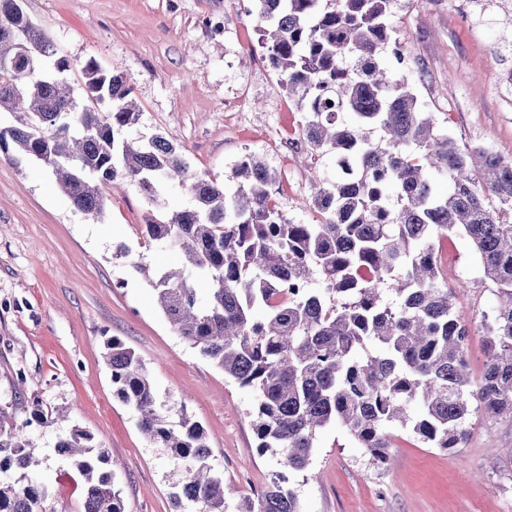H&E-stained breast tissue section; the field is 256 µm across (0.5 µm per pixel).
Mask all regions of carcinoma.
Segmentation results:
<instances>
[{
	"label": "carcinoma",
	"mask_w": 512,
	"mask_h": 512,
	"mask_svg": "<svg viewBox=\"0 0 512 512\" xmlns=\"http://www.w3.org/2000/svg\"><path fill=\"white\" fill-rule=\"evenodd\" d=\"M251 2L269 65L304 112L301 139L333 162L313 184L318 223L284 218L274 199L280 174L254 153L220 182L194 172L166 133H134L139 112L124 74L90 59L75 92L73 63L57 56L23 0H0V113L14 116L0 126V156L50 169L96 221L116 180L154 206L141 235L170 246L179 263L139 272L179 334L254 393L257 448L283 467L238 512H304L288 474L307 469L327 426L385 463L391 426L448 451L477 416L512 422V159L460 146L406 75L383 64L390 48L404 61L389 24L396 0ZM174 188L188 206L167 207ZM450 234L468 240L498 287L476 382L470 328L440 267ZM105 358L114 395L176 464L175 506L225 512L204 427L185 414L170 420L144 363L119 339L106 343ZM92 440L75 427L56 445L84 479L81 512H125L110 455ZM35 465L23 428L0 406V512H43L48 488Z\"/></svg>",
	"instance_id": "cac0c4a2"
}]
</instances>
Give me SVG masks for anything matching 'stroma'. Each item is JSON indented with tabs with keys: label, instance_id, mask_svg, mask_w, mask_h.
<instances>
[{
	"label": "stroma",
	"instance_id": "1",
	"mask_svg": "<svg viewBox=\"0 0 512 512\" xmlns=\"http://www.w3.org/2000/svg\"><path fill=\"white\" fill-rule=\"evenodd\" d=\"M461 0H398L390 18L406 43L405 67L428 110L451 116L459 145L512 158V107L499 87L512 67V12L500 0L463 13ZM58 55L123 72L141 132L165 131L193 170L224 179L241 154L263 156L281 175L285 218L314 223L310 184L324 163L299 138L303 114L267 66L256 16L236 0H26ZM150 205L127 182L107 190L103 221L75 210L51 172L0 158V406L40 459L44 512H80L81 477L55 450L72 426L89 430L116 463L125 512H174L177 478L166 449L141 434L135 411L113 394L104 344L120 339L142 359L172 418L207 432L211 465L224 476L226 512L279 471L260 454L250 390L226 379L170 325L141 267L173 266L138 235ZM132 248L120 253L121 244ZM456 310L472 328L469 361L480 374L483 316L497 301L466 240L442 251ZM53 421L29 424L33 406ZM395 462L377 465L345 431L319 432L305 471L292 474L304 512H512V422L479 421L464 447L428 448L391 428Z\"/></svg>",
	"mask_w": 512,
	"mask_h": 512
}]
</instances>
